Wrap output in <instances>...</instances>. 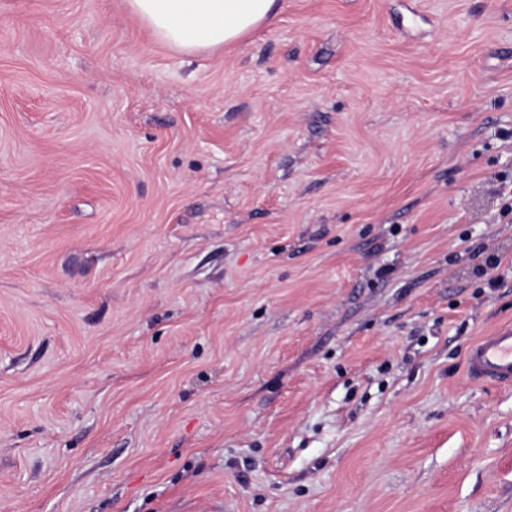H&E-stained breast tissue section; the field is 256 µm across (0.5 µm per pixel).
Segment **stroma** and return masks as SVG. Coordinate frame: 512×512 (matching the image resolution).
I'll list each match as a JSON object with an SVG mask.
<instances>
[{
  "label": "stroma",
  "mask_w": 512,
  "mask_h": 512,
  "mask_svg": "<svg viewBox=\"0 0 512 512\" xmlns=\"http://www.w3.org/2000/svg\"><path fill=\"white\" fill-rule=\"evenodd\" d=\"M277 4L0 0V512H512V0ZM276 0H126L160 42L195 53L240 41L276 11ZM466 369L471 378L480 381L512 380V325L472 344L466 353Z\"/></svg>",
  "instance_id": "1"
}]
</instances>
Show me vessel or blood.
Instances as JSON below:
<instances>
[{"label": "vessel or blood", "instance_id": "obj_1", "mask_svg": "<svg viewBox=\"0 0 512 512\" xmlns=\"http://www.w3.org/2000/svg\"><path fill=\"white\" fill-rule=\"evenodd\" d=\"M466 369L471 378L480 381L512 380V325L472 344L466 353Z\"/></svg>", "mask_w": 512, "mask_h": 512}]
</instances>
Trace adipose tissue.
<instances>
[{
    "instance_id": "1",
    "label": "adipose tissue",
    "mask_w": 512,
    "mask_h": 512,
    "mask_svg": "<svg viewBox=\"0 0 512 512\" xmlns=\"http://www.w3.org/2000/svg\"><path fill=\"white\" fill-rule=\"evenodd\" d=\"M160 42L195 53L240 41L276 11V0H126Z\"/></svg>"
}]
</instances>
